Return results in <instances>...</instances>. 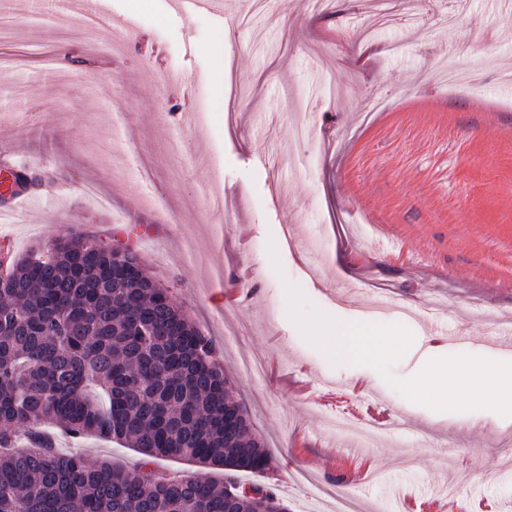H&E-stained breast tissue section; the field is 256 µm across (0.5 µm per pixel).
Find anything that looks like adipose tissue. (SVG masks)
I'll return each instance as SVG.
<instances>
[{
  "mask_svg": "<svg viewBox=\"0 0 512 512\" xmlns=\"http://www.w3.org/2000/svg\"><path fill=\"white\" fill-rule=\"evenodd\" d=\"M424 342V337H415L409 349L418 365L410 384L413 392L444 398L461 391L473 402L512 414V361L479 355L463 366L436 363L424 350Z\"/></svg>",
  "mask_w": 512,
  "mask_h": 512,
  "instance_id": "1",
  "label": "adipose tissue"
}]
</instances>
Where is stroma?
Segmentation results:
<instances>
[{"label":"stroma","instance_id":"obj_1","mask_svg":"<svg viewBox=\"0 0 512 512\" xmlns=\"http://www.w3.org/2000/svg\"><path fill=\"white\" fill-rule=\"evenodd\" d=\"M37 2L0 0V155L51 177L0 205V246L154 227L137 253L214 341L273 453L235 479L288 512H336L340 494L356 512H512V416L413 394L404 352L421 333L435 359L464 363L512 328V6L396 0L380 27L371 0H270L221 22L107 0L130 28L104 51L107 19L76 28ZM450 57L476 89L438 81ZM332 80L349 99L330 98ZM367 321L401 349L369 364L313 335ZM348 407L363 427L384 419L379 438L332 432ZM56 439L92 463L139 459L96 435Z\"/></svg>","mask_w":512,"mask_h":512}]
</instances>
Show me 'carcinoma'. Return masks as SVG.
Wrapping results in <instances>:
<instances>
[{
	"label": "carcinoma",
	"mask_w": 512,
	"mask_h": 512,
	"mask_svg": "<svg viewBox=\"0 0 512 512\" xmlns=\"http://www.w3.org/2000/svg\"><path fill=\"white\" fill-rule=\"evenodd\" d=\"M125 254L136 271L115 285L113 252L84 236L13 254L0 275V512H270L282 504L272 490L232 478L272 456L250 425L224 426L235 400L213 341ZM52 428L142 462L62 454ZM167 458L199 470L166 478Z\"/></svg>",
	"instance_id": "carcinoma-1"
}]
</instances>
